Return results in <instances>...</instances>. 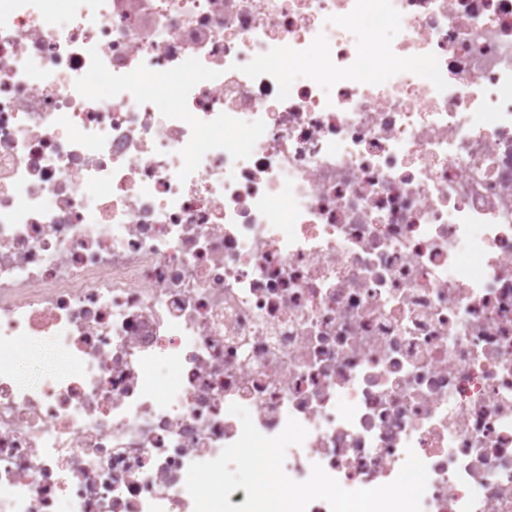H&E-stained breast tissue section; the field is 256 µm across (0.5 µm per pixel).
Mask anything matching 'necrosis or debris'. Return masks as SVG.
<instances>
[{"instance_id": "necrosis-or-debris-1", "label": "necrosis or debris", "mask_w": 512, "mask_h": 512, "mask_svg": "<svg viewBox=\"0 0 512 512\" xmlns=\"http://www.w3.org/2000/svg\"><path fill=\"white\" fill-rule=\"evenodd\" d=\"M234 403L512 512V0H0V512H194Z\"/></svg>"}]
</instances>
